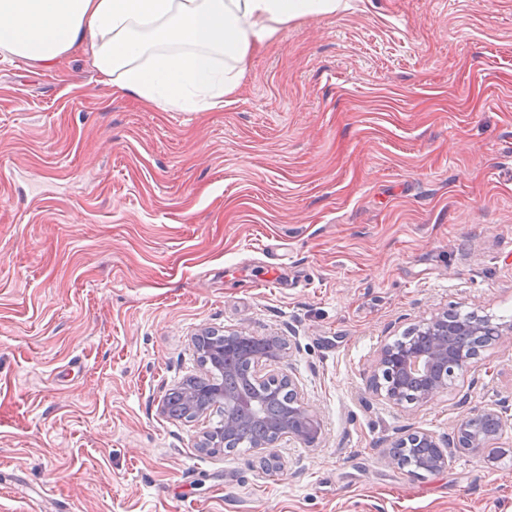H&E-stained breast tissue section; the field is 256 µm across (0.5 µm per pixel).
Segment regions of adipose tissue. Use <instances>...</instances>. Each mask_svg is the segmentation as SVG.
<instances>
[{"mask_svg":"<svg viewBox=\"0 0 512 512\" xmlns=\"http://www.w3.org/2000/svg\"><path fill=\"white\" fill-rule=\"evenodd\" d=\"M338 0H0V49L51 67L79 51L101 83L165 109L223 107L253 52Z\"/></svg>","mask_w":512,"mask_h":512,"instance_id":"1","label":"adipose tissue"}]
</instances>
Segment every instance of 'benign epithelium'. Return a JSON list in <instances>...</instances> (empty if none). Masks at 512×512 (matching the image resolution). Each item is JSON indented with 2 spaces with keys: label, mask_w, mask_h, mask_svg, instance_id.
Wrapping results in <instances>:
<instances>
[{
  "label": "benign epithelium",
  "mask_w": 512,
  "mask_h": 512,
  "mask_svg": "<svg viewBox=\"0 0 512 512\" xmlns=\"http://www.w3.org/2000/svg\"><path fill=\"white\" fill-rule=\"evenodd\" d=\"M451 316L446 311L435 313L428 321L419 326L434 342L426 349L418 348L414 342H392L384 344L375 361L372 374V386L388 401L397 406L404 404H424L434 400L447 388L448 368L459 373L467 371L471 365V356L463 347H450L442 336L447 334ZM458 334L476 336L488 333L491 339L499 343L506 339L503 329L477 317H471L467 323L456 325ZM283 349H272L266 355H260L253 364V377L258 382H267L273 388L283 379L288 382V392L292 397L293 409L281 424L275 441L288 439L314 448L321 444L322 428L317 417L304 402L297 381L293 376L284 378L274 373L262 374V367H271L281 361ZM504 426L502 411L487 408L462 419L450 437H438L426 431L413 433L398 441L396 447L410 448L427 445L435 449L434 455L425 460L420 468L427 471H441L448 468L452 458L451 449L463 448L478 452L496 439Z\"/></svg>",
  "instance_id": "obj_1"
}]
</instances>
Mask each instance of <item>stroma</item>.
<instances>
[{
  "mask_svg": "<svg viewBox=\"0 0 512 512\" xmlns=\"http://www.w3.org/2000/svg\"><path fill=\"white\" fill-rule=\"evenodd\" d=\"M446 309L512 325V0H342L203 112L0 52V512H512V346L425 405L370 387ZM204 330L284 338L319 447L161 413ZM500 404L448 469L387 459Z\"/></svg>",
  "mask_w": 512,
  "mask_h": 512,
  "instance_id": "obj_1",
  "label": "stroma"
}]
</instances>
